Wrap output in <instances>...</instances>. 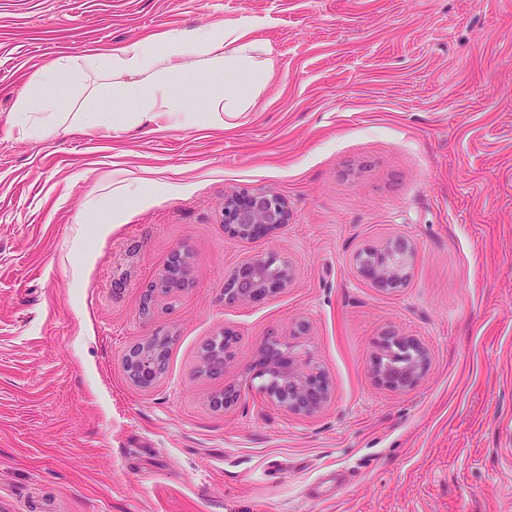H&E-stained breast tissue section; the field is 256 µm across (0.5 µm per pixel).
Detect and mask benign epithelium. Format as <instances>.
I'll list each match as a JSON object with an SVG mask.
<instances>
[{
    "mask_svg": "<svg viewBox=\"0 0 512 512\" xmlns=\"http://www.w3.org/2000/svg\"><path fill=\"white\" fill-rule=\"evenodd\" d=\"M288 223V206L277 195L241 192L224 200V235L238 242L262 238ZM415 253L414 243L403 235L389 238L381 247L359 250L354 265L359 277L375 288L396 290L406 282ZM294 277L292 265L274 254H255L243 259L224 278V302L250 303L274 296L288 287ZM189 281L186 253L171 255L161 279L150 294L183 289ZM237 334L230 328L211 338L202 349L201 365L211 375H221L234 356ZM170 338L150 336L132 346L124 367L131 382L143 389L152 387L165 371ZM429 357L413 337L394 329L379 336L370 359L375 380L392 391H409L426 375ZM253 378L267 400L281 409L302 415L319 411L329 398V382L317 367L299 362L277 339L260 346Z\"/></svg>",
    "mask_w": 512,
    "mask_h": 512,
    "instance_id": "1",
    "label": "benign epithelium"
}]
</instances>
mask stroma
Returning <instances> with one entry per match:
<instances>
[{"label":"stroma","instance_id":"35a3bbf8","mask_svg":"<svg viewBox=\"0 0 512 512\" xmlns=\"http://www.w3.org/2000/svg\"><path fill=\"white\" fill-rule=\"evenodd\" d=\"M239 15L268 18L275 76L236 129L11 127L52 61ZM111 105L93 71L63 109ZM132 175L151 202L85 223ZM241 191L281 196L287 224L226 239ZM397 233L416 250L385 292L352 257ZM178 248L187 286L145 305ZM269 252L288 288L226 304L225 276ZM226 327L235 359L208 375ZM390 328L429 352L407 392L369 371ZM153 334L165 372L141 389L123 360ZM270 336L327 376L317 413L258 392ZM0 512H512V0H0ZM237 334L230 328L211 338L202 349L201 365L211 375H222L234 356Z\"/></svg>","mask_w":512,"mask_h":512}]
</instances>
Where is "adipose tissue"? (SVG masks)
Wrapping results in <instances>:
<instances>
[{"mask_svg":"<svg viewBox=\"0 0 512 512\" xmlns=\"http://www.w3.org/2000/svg\"><path fill=\"white\" fill-rule=\"evenodd\" d=\"M264 18H227L204 30L167 28L122 42L91 57L62 58L35 76L39 94L19 97L12 122L29 137L80 128L138 131L151 121L162 128L206 125L228 130L254 111L272 81L275 64L261 32ZM112 76V109L63 125L58 93L81 85L89 71ZM211 94L200 108L188 104L199 86Z\"/></svg>","mask_w":512,"mask_h":512,"instance_id":"obj_1","label":"adipose tissue"}]
</instances>
